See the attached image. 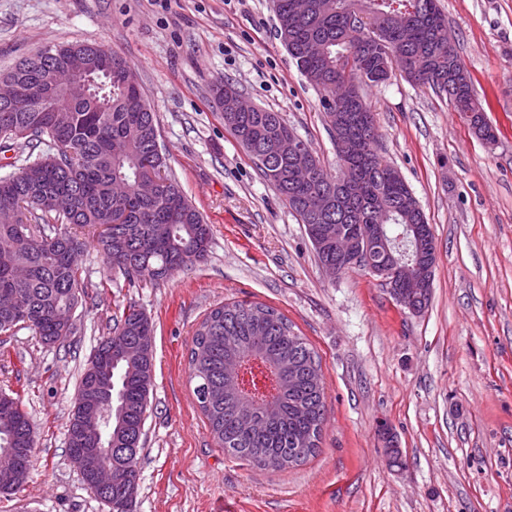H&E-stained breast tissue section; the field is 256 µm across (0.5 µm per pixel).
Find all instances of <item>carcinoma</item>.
Returning a JSON list of instances; mask_svg holds the SVG:
<instances>
[{
    "label": "carcinoma",
    "instance_id": "obj_1",
    "mask_svg": "<svg viewBox=\"0 0 512 512\" xmlns=\"http://www.w3.org/2000/svg\"><path fill=\"white\" fill-rule=\"evenodd\" d=\"M272 0L276 36L300 74L319 93L332 135L355 112L370 113L371 126L347 149L352 179L336 183L323 169L317 182L301 183L295 172L307 154L276 153L280 139L297 134L282 116L251 105L225 123L263 176L305 225L321 264L336 263V243L356 246L373 266L398 264L404 295L426 273L432 286L437 257L434 236L419 201L400 172L377 153L375 114L364 90L399 69L412 83L446 98L479 140L493 144L496 132L474 94L456 43H448V21L438 0ZM109 53L112 75L86 90L75 88L53 112L43 98L44 66L72 50ZM127 60L98 44L48 46L23 58L4 74L26 94L0 102V138L17 148L48 151L12 176L0 178V295L19 301L0 310V333L31 329L45 344L62 335L55 319L82 301L77 256L85 241L68 227H89L106 263L129 282L158 284L201 263L210 252V229L165 173L156 152L157 115L140 87L125 82ZM163 178L153 196L138 183ZM153 324L129 306L94 353L110 351L97 369L84 367L77 384L105 393L100 418L90 424L69 412L67 430L84 438L102 434L112 448L114 477L110 512H130L123 456L145 445V421L153 389ZM296 359L288 371V358ZM190 381L209 432L224 453L264 470L286 471L318 449L325 421L321 362L288 317L258 302L232 301L211 308L192 338ZM35 441L18 397L0 394V493L28 482Z\"/></svg>",
    "mask_w": 512,
    "mask_h": 512
}]
</instances>
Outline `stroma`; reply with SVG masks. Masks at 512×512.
<instances>
[{
  "label": "stroma",
  "instance_id": "35a3bbf8",
  "mask_svg": "<svg viewBox=\"0 0 512 512\" xmlns=\"http://www.w3.org/2000/svg\"><path fill=\"white\" fill-rule=\"evenodd\" d=\"M440 8L497 140H478L448 100L400 74L366 91L377 150L437 247L431 301L413 314L378 277L326 273L224 125L219 81L280 113L337 169L319 95L276 38L271 0H0V73L57 44L127 59L168 170L211 230L206 262L157 285L129 286L87 241L72 334L52 346L26 328L0 335V391L20 396L37 441L28 483L0 495V512H109L69 460L68 413L89 355L131 306L154 325L155 359L132 512H512V0ZM230 301L280 310L322 363L319 449L285 472L225 456L194 401L193 331ZM383 422L402 467L386 461Z\"/></svg>",
  "mask_w": 512,
  "mask_h": 512
}]
</instances>
